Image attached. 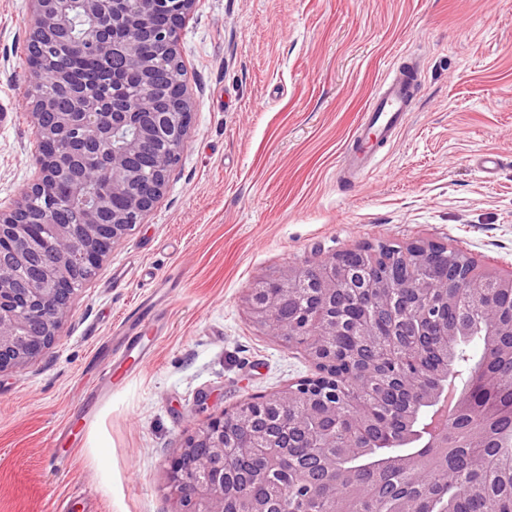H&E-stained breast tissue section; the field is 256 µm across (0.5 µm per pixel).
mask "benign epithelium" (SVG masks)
I'll return each instance as SVG.
<instances>
[{"label": "benign epithelium", "instance_id": "benign-epithelium-1", "mask_svg": "<svg viewBox=\"0 0 512 512\" xmlns=\"http://www.w3.org/2000/svg\"><path fill=\"white\" fill-rule=\"evenodd\" d=\"M33 59L63 37L71 35L72 5L91 20L90 34L74 38L82 54L95 56L103 68L121 56L139 79L132 96L76 86L66 69L57 65L52 83L45 84L39 66L31 67L30 83L41 90L34 97L36 135L46 150L37 156L39 174L17 207L0 211V373L20 367L42 353L56 338L71 313V296L79 274L91 273L120 238L141 223L160 198L167 173L183 150L191 118V101L182 79L174 36L194 0H32ZM147 40L158 52L141 56L137 45ZM440 246L416 243L392 246L383 266L348 265L340 255L308 265L289 267L258 281L250 289L253 319L288 343L305 348L315 366L314 376L301 379L271 396L253 398L224 416L209 420L188 435L169 472V486L183 512H224V463L241 448L266 450L271 469L288 458L277 439L254 433L241 439L253 411L266 408L275 422L289 428L301 421L312 439L319 422L336 418L340 405L327 400L345 388L362 385V400L348 409L355 418L351 430L355 447L372 454L376 469L413 466L417 454H397L396 448H446L448 433L437 424L448 396L458 408L471 399L477 384L488 385L485 366L470 371L465 386L450 367L441 370L432 390L420 391L428 377L420 360L400 355L410 394L407 409L377 419L381 394L391 379L386 374L365 377L356 351L336 349V337L351 336L360 343L375 335L369 327L381 312L393 319L420 324L433 317L434 301L427 296L414 303L408 297L431 285L422 278L430 256ZM406 264L417 272L399 277L395 268ZM446 288L439 303L460 312L442 333L446 342L467 334L471 305L462 289L489 295H512V277L474 272L465 254L448 252V269L439 278ZM366 293L375 306L355 317L338 304ZM288 305V320L277 312ZM488 328L483 361L501 350L498 337L512 336V323L491 313L483 315Z\"/></svg>", "mask_w": 512, "mask_h": 512}]
</instances>
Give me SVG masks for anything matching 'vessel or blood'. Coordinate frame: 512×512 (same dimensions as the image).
<instances>
[{"label": "vessel or blood", "instance_id": "1", "mask_svg": "<svg viewBox=\"0 0 512 512\" xmlns=\"http://www.w3.org/2000/svg\"><path fill=\"white\" fill-rule=\"evenodd\" d=\"M413 109L414 96L408 72L401 68L389 71L368 104L364 123L355 131L352 147L345 156L346 166L360 173L369 171L376 160L374 140L396 138L407 114ZM157 342L154 336H124L122 343L112 349V359L103 368V380L111 381L116 372L127 374L142 368L154 358Z\"/></svg>", "mask_w": 512, "mask_h": 512}]
</instances>
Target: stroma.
<instances>
[{
	"mask_svg": "<svg viewBox=\"0 0 512 512\" xmlns=\"http://www.w3.org/2000/svg\"><path fill=\"white\" fill-rule=\"evenodd\" d=\"M31 0H0V209L37 176L24 46ZM178 54L191 125L166 188L71 298L52 345L0 373V512H180L168 468L185 438L313 374L247 298L288 267L390 242H433L512 275V0H195ZM415 106L366 177L345 153L393 67ZM495 157L492 173L479 170ZM162 340L102 395L67 465L102 351L137 306Z\"/></svg>",
	"mask_w": 512,
	"mask_h": 512,
	"instance_id": "obj_1",
	"label": "stroma"
}]
</instances>
